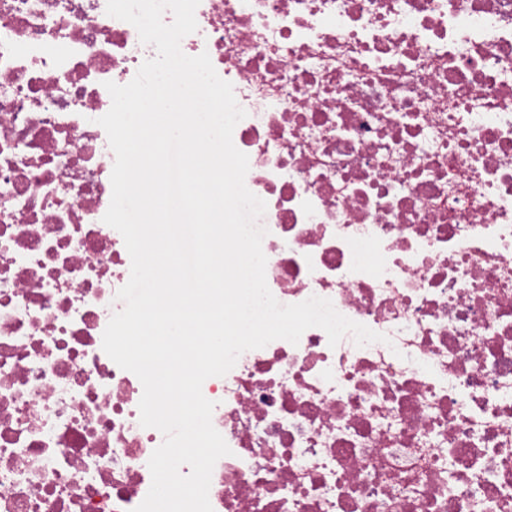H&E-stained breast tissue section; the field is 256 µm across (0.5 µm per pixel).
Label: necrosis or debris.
I'll return each instance as SVG.
<instances>
[{
	"mask_svg": "<svg viewBox=\"0 0 512 512\" xmlns=\"http://www.w3.org/2000/svg\"><path fill=\"white\" fill-rule=\"evenodd\" d=\"M107 0H0V512H134L164 435L102 349L106 82L156 55ZM266 203V282L383 334L208 378L213 512H512V0H200Z\"/></svg>",
	"mask_w": 512,
	"mask_h": 512,
	"instance_id": "necrosis-or-debris-1",
	"label": "necrosis or debris"
}]
</instances>
